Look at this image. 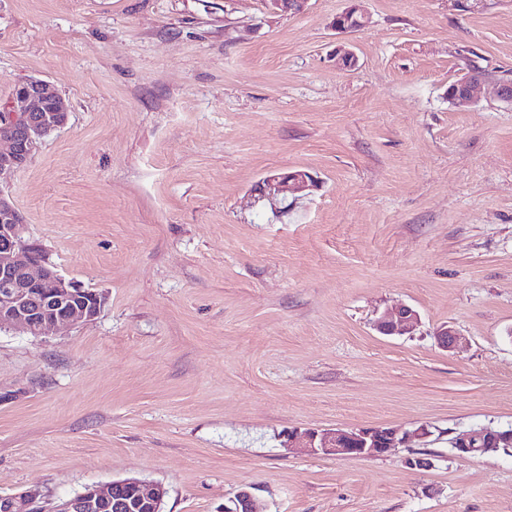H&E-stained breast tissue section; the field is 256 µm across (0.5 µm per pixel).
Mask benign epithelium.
Here are the masks:
<instances>
[{"label": "benign epithelium", "instance_id": "1", "mask_svg": "<svg viewBox=\"0 0 512 512\" xmlns=\"http://www.w3.org/2000/svg\"><path fill=\"white\" fill-rule=\"evenodd\" d=\"M308 0H269L275 11L298 14ZM366 24V14L353 5L336 17L331 27L336 33L354 32ZM482 79L465 74L452 82L454 103L473 100ZM67 120L61 97L53 84L29 79L18 84L11 100L0 105V329L10 328L33 336L46 328L65 332L78 323L93 320L105 297L84 289L49 269L45 262L29 252L22 216L6 198L3 184L29 160L38 140L62 127ZM314 183L305 171L275 174L265 179L268 195L284 199L300 197ZM53 311V320L40 316L44 308ZM419 324L418 313L401 305L383 313L376 329L383 335H411ZM438 344L453 351L466 338L449 325L436 332ZM426 435L421 427L412 433L395 428L291 430L288 447L305 448L325 456L375 457L384 454L411 436ZM512 447V430L494 431L488 426L458 433L451 441L455 456L472 458L499 447ZM166 495L160 483L127 477L104 486H90L64 500L56 512H98L107 503L118 512H158ZM0 512H42L40 491L36 488L0 497ZM223 512H261L251 491L241 489L224 502Z\"/></svg>", "mask_w": 512, "mask_h": 512}]
</instances>
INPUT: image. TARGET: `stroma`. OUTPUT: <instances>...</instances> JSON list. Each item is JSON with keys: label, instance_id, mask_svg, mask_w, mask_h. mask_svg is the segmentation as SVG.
I'll list each match as a JSON object with an SVG mask.
<instances>
[{"label": "stroma", "instance_id": "1", "mask_svg": "<svg viewBox=\"0 0 512 512\" xmlns=\"http://www.w3.org/2000/svg\"><path fill=\"white\" fill-rule=\"evenodd\" d=\"M348 5L0 0V102L38 78L69 108L10 198L106 296L65 333L0 329V496L35 486L52 512L135 476L163 512L243 488L268 512H512V452L451 448L512 427V0H362L367 25L336 34ZM474 70L478 101L449 103ZM294 170L316 187L263 197ZM401 304L417 330L379 334ZM421 425L376 457L283 443ZM512 448V430H491L489 426L472 428L458 433L451 441L455 456L459 458H472L477 455L484 456L491 450Z\"/></svg>", "mask_w": 512, "mask_h": 512}]
</instances>
